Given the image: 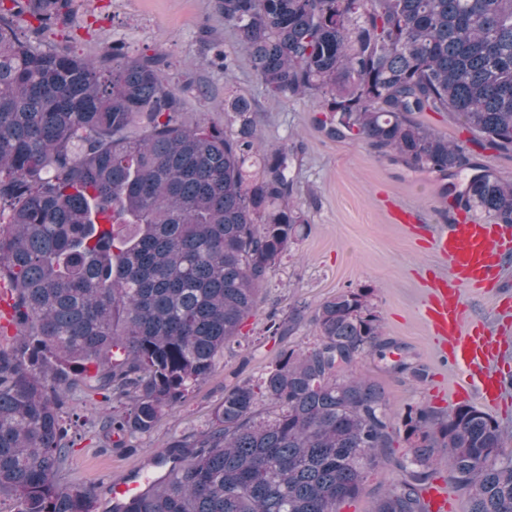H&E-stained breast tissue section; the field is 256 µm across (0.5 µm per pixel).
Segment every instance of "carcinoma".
Listing matches in <instances>:
<instances>
[{"label": "carcinoma", "mask_w": 512, "mask_h": 512, "mask_svg": "<svg viewBox=\"0 0 512 512\" xmlns=\"http://www.w3.org/2000/svg\"><path fill=\"white\" fill-rule=\"evenodd\" d=\"M72 0H0V497L11 512H94L59 475L76 445L75 392L112 403L100 430L131 448L215 370L301 233L285 148L259 146L244 98L224 128L185 112L159 55L114 43L96 60L44 49ZM275 96H311L331 138H353L443 176L512 149V0H217ZM205 66L229 74L218 46ZM452 112L476 140L414 119ZM477 173L453 204L512 225V183ZM311 346L224 389L203 438L156 456L154 492L119 512H339L389 447L387 403L357 360L382 347L363 296L313 312ZM402 475L376 512H430L435 449L469 512H512V453L497 422L460 405L406 422Z\"/></svg>", "instance_id": "cac0c4a2"}]
</instances>
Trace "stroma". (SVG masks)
Instances as JSON below:
<instances>
[{
  "mask_svg": "<svg viewBox=\"0 0 512 512\" xmlns=\"http://www.w3.org/2000/svg\"><path fill=\"white\" fill-rule=\"evenodd\" d=\"M73 7L71 23L35 35V42L87 58L98 57L115 42L123 43L132 56L162 55L172 82L187 89L189 117L219 126L224 123L225 101L246 98L253 111L256 140L284 147L291 157L293 201L303 211L306 224L270 272L262 302L242 327L239 343L225 349L211 376L193 386L186 401L151 434L139 438L133 451L107 446L91 426L100 412L98 396H81L79 440L66 462L64 481L94 487L96 508L103 512L106 481L138 470L155 476L153 458L161 448L175 438L200 437L223 400L225 387L258 379L286 348L313 344L317 333L310 311L336 293L348 291L365 294L381 326L382 341L393 347L386 358L372 352L355 365L383 392L395 432L360 497L342 505L340 512H373L386 484L398 475L395 462L408 446L407 415L423 410L432 424L446 421V394L464 377L437 349L422 315L428 280L431 274L447 273L448 263L427 247L417 227L391 223L387 210L404 205L417 209L424 224L440 223L445 216L446 187L463 190L472 175L470 167L460 166L447 178L411 168L361 142L327 138L316 100L271 95L245 54L238 53L230 77L205 69L203 61L213 43H222L228 51L237 46L236 34L225 24L215 0H73ZM199 84L208 86L207 97L195 93ZM463 299L467 317L493 329L505 327L508 339L499 360L512 369V325L503 324L504 318H512V310L497 309L494 299L469 292ZM297 302L306 307L307 316L290 332L271 331L270 314L285 317ZM401 357L408 370L394 369V361ZM416 369L422 379L413 377Z\"/></svg>",
  "mask_w": 512,
  "mask_h": 512,
  "instance_id": "stroma-1",
  "label": "stroma"
}]
</instances>
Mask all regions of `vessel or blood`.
<instances>
[{
  "label": "vessel or blood",
  "mask_w": 512,
  "mask_h": 512,
  "mask_svg": "<svg viewBox=\"0 0 512 512\" xmlns=\"http://www.w3.org/2000/svg\"><path fill=\"white\" fill-rule=\"evenodd\" d=\"M428 238L448 261L447 275L431 282L424 309L429 331L447 348L449 361L464 370L474 397L497 403L504 392L499 352L505 336L465 317L461 291L498 285L502 261L512 254V225L489 224L460 211L447 223L432 225ZM153 484L152 478L133 475L108 484L106 490L117 506L124 499L147 496Z\"/></svg>",
  "instance_id": "1"
}]
</instances>
